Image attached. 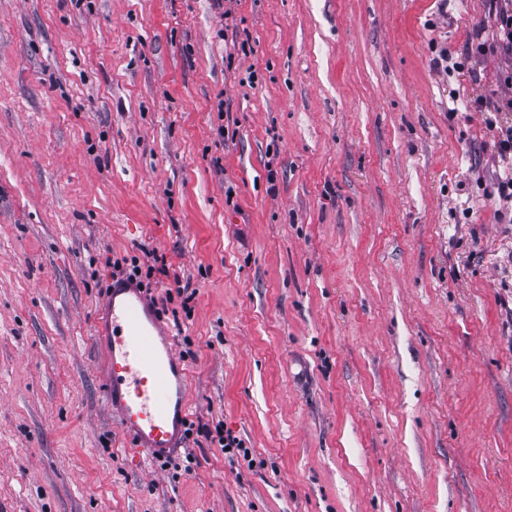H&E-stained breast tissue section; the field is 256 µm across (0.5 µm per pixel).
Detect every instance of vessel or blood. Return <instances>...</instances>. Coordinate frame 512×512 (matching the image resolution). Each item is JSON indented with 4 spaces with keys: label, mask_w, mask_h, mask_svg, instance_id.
Masks as SVG:
<instances>
[{
    "label": "vessel or blood",
    "mask_w": 512,
    "mask_h": 512,
    "mask_svg": "<svg viewBox=\"0 0 512 512\" xmlns=\"http://www.w3.org/2000/svg\"><path fill=\"white\" fill-rule=\"evenodd\" d=\"M105 311V402L136 447L163 457L180 442L188 374L163 320L137 285L113 283Z\"/></svg>",
    "instance_id": "obj_1"
}]
</instances>
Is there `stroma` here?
I'll return each instance as SVG.
<instances>
[{"mask_svg":"<svg viewBox=\"0 0 512 512\" xmlns=\"http://www.w3.org/2000/svg\"><path fill=\"white\" fill-rule=\"evenodd\" d=\"M493 14L0 0V512H512ZM152 251L186 418L247 456L103 401L108 262ZM186 425V439L193 437L194 433L197 436H203L211 444H217L218 448H221V451L224 452L225 458L233 460L237 453L240 454L242 452L243 456L247 453V448H243L244 445L241 439L233 435L231 431H224V425L220 422L214 426V430L207 424L199 423L196 427L194 422L188 424L186 422Z\"/></svg>","mask_w":512,"mask_h":512,"instance_id":"35a3bbf8","label":"stroma"}]
</instances>
